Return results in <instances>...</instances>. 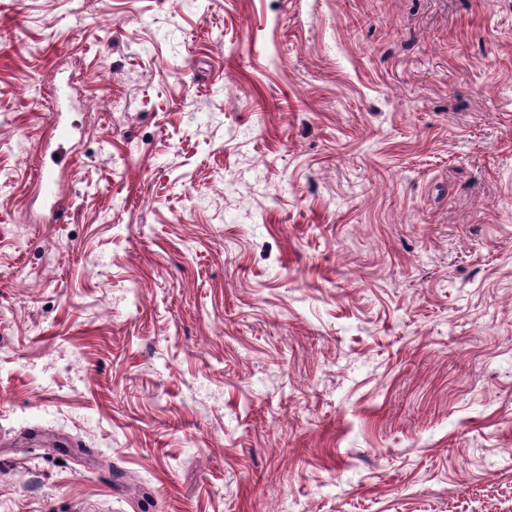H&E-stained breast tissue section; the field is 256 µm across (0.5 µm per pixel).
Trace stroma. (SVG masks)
I'll return each mask as SVG.
<instances>
[{
  "instance_id": "1",
  "label": "stroma",
  "mask_w": 512,
  "mask_h": 512,
  "mask_svg": "<svg viewBox=\"0 0 512 512\" xmlns=\"http://www.w3.org/2000/svg\"><path fill=\"white\" fill-rule=\"evenodd\" d=\"M0 512H512V0H0ZM38 193L41 195L43 200L51 203V210L55 216L54 222H60L63 220L66 210L59 204L61 200L60 188L57 180L51 174L44 175L40 173L38 175Z\"/></svg>"
}]
</instances>
